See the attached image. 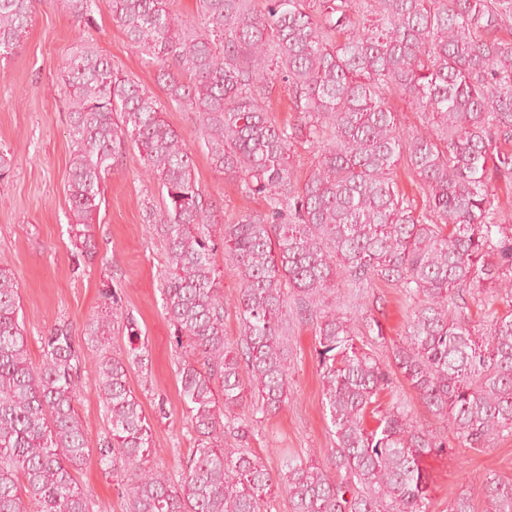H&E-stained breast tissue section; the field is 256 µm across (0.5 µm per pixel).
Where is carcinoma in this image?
<instances>
[{"mask_svg":"<svg viewBox=\"0 0 512 512\" xmlns=\"http://www.w3.org/2000/svg\"><path fill=\"white\" fill-rule=\"evenodd\" d=\"M66 3L82 29L109 11L157 66L169 102L196 112L212 167L263 201L215 224L163 103L89 44L77 48L65 67L76 249L94 257L89 220L112 160L131 146L161 191L148 223L167 255L163 307L195 354L179 370L196 438L176 483L148 465L151 426L128 386L142 347L95 362L110 425L98 460L128 475L123 512H264L277 480L294 512H430L424 459L452 448L447 433L409 416L398 381L465 448L512 433V198L497 194L512 192V0H197L191 18L171 0ZM30 20L31 0H0V58ZM276 80L292 122L265 107ZM393 97L430 131L405 130ZM299 144L314 154L302 183ZM400 165L421 203L397 179ZM220 248L239 285L234 348L224 338ZM341 273L357 299L376 282L408 298L391 362L364 340L384 338L372 313L353 319L324 304ZM108 298L112 313L86 326L102 348L114 321L139 336ZM496 301L501 310L472 318L471 306ZM19 310L15 274L0 266V512H92L75 478L87 450L75 408L86 358L59 325L32 363ZM297 323L314 330L334 445L323 466L283 458L275 478L247 448L238 409L248 399L268 416L288 403L284 339ZM482 492L486 512H512V479L488 476Z\"/></svg>","mask_w":512,"mask_h":512,"instance_id":"carcinoma-1","label":"carcinoma"}]
</instances>
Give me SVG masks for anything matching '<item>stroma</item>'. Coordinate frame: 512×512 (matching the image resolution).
<instances>
[{"label":"stroma","mask_w":512,"mask_h":512,"mask_svg":"<svg viewBox=\"0 0 512 512\" xmlns=\"http://www.w3.org/2000/svg\"><path fill=\"white\" fill-rule=\"evenodd\" d=\"M85 40L117 71L158 98L166 96L156 81L155 64L131 47L108 11L97 14L95 25L83 31L64 0H33L31 23L19 47L0 58V148L13 157L10 178L0 182V266L10 268L18 280L19 318L32 360L40 358L42 336L64 323L87 365H94L97 351L86 334L89 319L106 314L115 301L134 317L148 358L144 367L130 370L129 385L152 425L153 464L176 476L194 437L178 394V369L190 347L178 344L163 309L167 256L146 221V205L159 203V189L137 151L116 158L103 184L102 202L92 220L95 259L78 260L74 245L75 217L67 189L72 152L69 88L63 67ZM163 117L190 144L194 176L219 222L261 210L260 199L245 197L236 181L214 170L197 138L195 112L169 104ZM365 303L384 329L373 353L389 361L391 343L401 334L405 297L379 283L367 290ZM288 368L291 396L278 413L266 416L249 404L241 411L253 429L249 448L273 471L286 454L323 462L332 445L311 326L295 327ZM75 407L90 450L77 481L94 512H122L117 478L102 471L95 453L108 423L91 373L82 377ZM426 467L431 512H448L462 492L470 493L474 512H483L484 477L512 478V435L497 437L478 451L460 448L427 458Z\"/></svg>","instance_id":"stroma-1"}]
</instances>
